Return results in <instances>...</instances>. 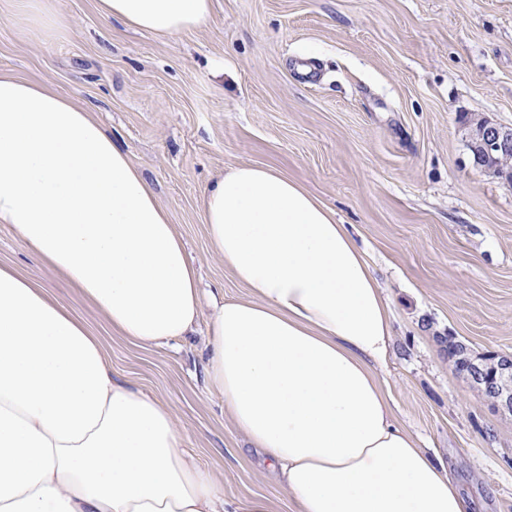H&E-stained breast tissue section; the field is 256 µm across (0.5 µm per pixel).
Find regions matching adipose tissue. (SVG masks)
<instances>
[{"label": "adipose tissue", "instance_id": "ef3b65f1", "mask_svg": "<svg viewBox=\"0 0 512 512\" xmlns=\"http://www.w3.org/2000/svg\"><path fill=\"white\" fill-rule=\"evenodd\" d=\"M171 36L213 0H98ZM215 254L247 300L215 305L210 385L279 466L296 512H469L392 417L375 369L388 304L333 211L280 172L237 164L203 191ZM0 224L139 344L192 330L195 269L127 152L54 87L0 75ZM0 512H273L226 502L168 407L121 384L98 337L46 288L0 267Z\"/></svg>", "mask_w": 512, "mask_h": 512}]
</instances>
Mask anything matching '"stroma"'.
I'll list each match as a JSON object with an SVG mask.
<instances>
[{
  "instance_id": "35a3bbf8",
  "label": "stroma",
  "mask_w": 512,
  "mask_h": 512,
  "mask_svg": "<svg viewBox=\"0 0 512 512\" xmlns=\"http://www.w3.org/2000/svg\"><path fill=\"white\" fill-rule=\"evenodd\" d=\"M36 31L0 0V74L49 83L102 123L168 211L204 303L189 336L138 345L0 225V266L47 287L98 336L114 380L170 408L225 500L294 512L206 377L208 301L244 299L209 245L204 188L273 168L347 225L391 307L379 372L393 415L448 463L472 512H512V414L455 373L439 339L512 352V183L475 165L466 123L512 127V0H213L172 37L50 0Z\"/></svg>"
}]
</instances>
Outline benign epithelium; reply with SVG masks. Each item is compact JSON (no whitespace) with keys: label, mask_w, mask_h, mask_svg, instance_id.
I'll list each match as a JSON object with an SVG mask.
<instances>
[{"label":"benign epithelium","mask_w":512,"mask_h":512,"mask_svg":"<svg viewBox=\"0 0 512 512\" xmlns=\"http://www.w3.org/2000/svg\"><path fill=\"white\" fill-rule=\"evenodd\" d=\"M468 128L475 163L511 181L512 127H502L485 118H477L469 122Z\"/></svg>","instance_id":"1"}]
</instances>
